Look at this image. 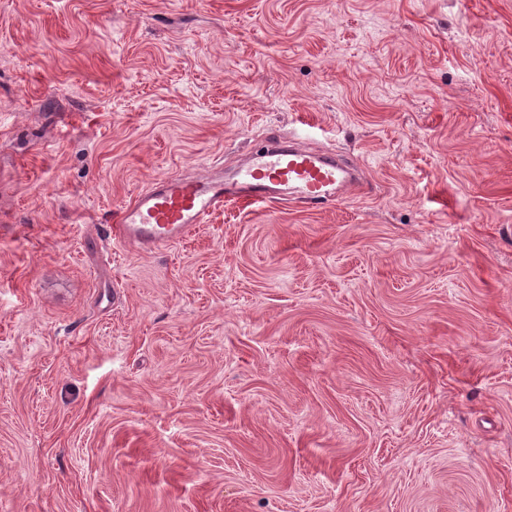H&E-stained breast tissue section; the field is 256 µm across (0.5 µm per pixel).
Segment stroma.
<instances>
[{
    "label": "stroma",
    "instance_id": "1",
    "mask_svg": "<svg viewBox=\"0 0 512 512\" xmlns=\"http://www.w3.org/2000/svg\"><path fill=\"white\" fill-rule=\"evenodd\" d=\"M295 138L360 191L113 242ZM0 512H512V0H0Z\"/></svg>",
    "mask_w": 512,
    "mask_h": 512
}]
</instances>
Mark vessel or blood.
<instances>
[{"mask_svg": "<svg viewBox=\"0 0 512 512\" xmlns=\"http://www.w3.org/2000/svg\"><path fill=\"white\" fill-rule=\"evenodd\" d=\"M360 176L332 153H314L298 143L253 154L228 175L161 176L119 209L112 238L144 252L183 239L225 203H263L280 196L320 207L359 189Z\"/></svg>", "mask_w": 512, "mask_h": 512, "instance_id": "obj_1", "label": "vessel or blood"}]
</instances>
